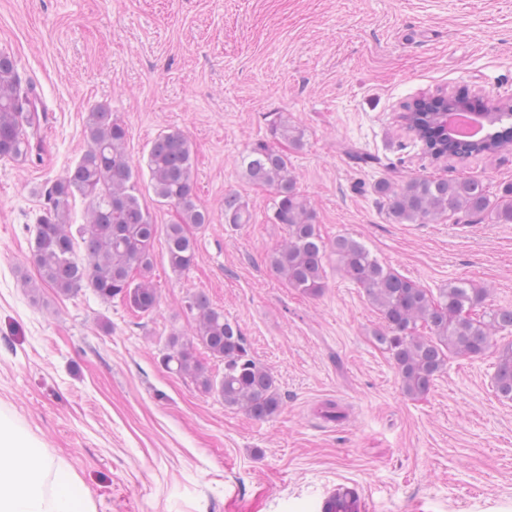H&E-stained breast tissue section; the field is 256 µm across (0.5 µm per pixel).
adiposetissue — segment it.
I'll list each match as a JSON object with an SVG mask.
<instances>
[{
	"instance_id": "1",
	"label": "adipose tissue",
	"mask_w": 512,
	"mask_h": 512,
	"mask_svg": "<svg viewBox=\"0 0 512 512\" xmlns=\"http://www.w3.org/2000/svg\"><path fill=\"white\" fill-rule=\"evenodd\" d=\"M0 512H95L70 467L38 446L0 409Z\"/></svg>"
}]
</instances>
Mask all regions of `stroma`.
I'll return each instance as SVG.
<instances>
[{
	"label": "stroma",
	"mask_w": 512,
	"mask_h": 512,
	"mask_svg": "<svg viewBox=\"0 0 512 512\" xmlns=\"http://www.w3.org/2000/svg\"><path fill=\"white\" fill-rule=\"evenodd\" d=\"M0 50L43 114L31 159L0 161V409L65 460L97 512H324L339 492L352 512H512V401L493 388L512 334L407 396L373 340L378 311L336 262L315 296L272 272L286 228L238 164L287 117L303 145L279 148L323 240L353 237L422 287L465 281L486 308H512V223L397 224L372 190L416 176L512 183V149L434 159L401 120L439 94L512 102V0H0ZM101 104L127 130L153 223L177 219L145 166L171 130L192 144L211 213L186 273L156 241L148 315L86 288L57 294L31 257L42 192L79 159ZM228 193L250 223H225ZM196 292L277 378L271 418L164 365L170 336L193 332Z\"/></svg>",
	"instance_id": "35a3bbf8"
}]
</instances>
